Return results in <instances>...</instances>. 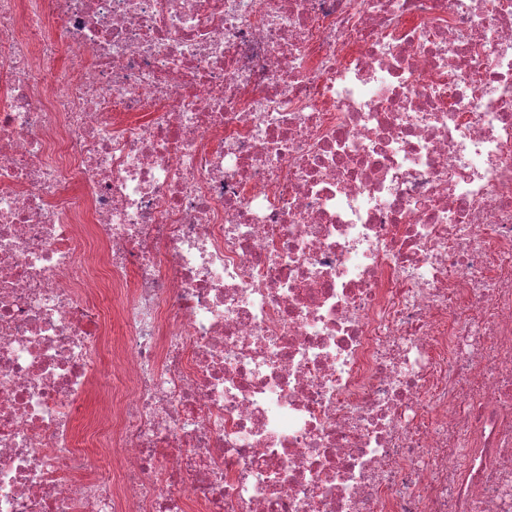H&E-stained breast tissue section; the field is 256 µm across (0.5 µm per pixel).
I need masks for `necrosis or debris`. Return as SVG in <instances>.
Returning a JSON list of instances; mask_svg holds the SVG:
<instances>
[{
    "mask_svg": "<svg viewBox=\"0 0 512 512\" xmlns=\"http://www.w3.org/2000/svg\"><path fill=\"white\" fill-rule=\"evenodd\" d=\"M0 70V512H512V0H0Z\"/></svg>",
    "mask_w": 512,
    "mask_h": 512,
    "instance_id": "obj_1",
    "label": "necrosis or debris"
}]
</instances>
